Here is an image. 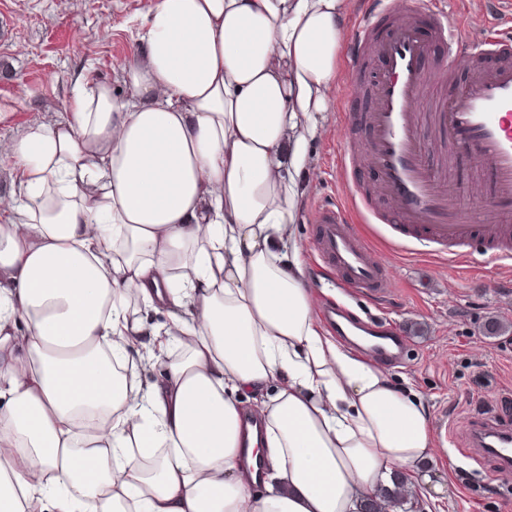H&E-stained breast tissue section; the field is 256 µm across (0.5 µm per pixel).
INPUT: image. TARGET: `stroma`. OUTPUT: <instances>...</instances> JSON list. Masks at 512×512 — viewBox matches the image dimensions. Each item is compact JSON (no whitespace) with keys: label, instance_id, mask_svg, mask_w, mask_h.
<instances>
[{"label":"stroma","instance_id":"obj_1","mask_svg":"<svg viewBox=\"0 0 512 512\" xmlns=\"http://www.w3.org/2000/svg\"><path fill=\"white\" fill-rule=\"evenodd\" d=\"M154 0H0V194L16 173L4 150L24 126L66 117L72 83L85 73L125 95L122 70L135 48L141 18ZM335 112L307 145L308 184L294 226L317 306L344 298L335 271L321 265L310 216L315 204L342 197L331 176L337 151ZM470 215L494 193L489 165L469 159L445 174ZM359 235L378 251L392 276L383 300L358 297L361 308L387 319L406 338L400 363L385 364L391 381L428 407L434 453L420 470L442 486L439 501H411L412 512H512V468L472 445L474 431L512 429V267L482 257L461 266L431 248L412 250L384 224L361 223ZM499 321L498 334L487 332Z\"/></svg>","mask_w":512,"mask_h":512}]
</instances>
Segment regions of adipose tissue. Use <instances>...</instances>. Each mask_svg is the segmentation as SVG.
<instances>
[{"label": "adipose tissue", "instance_id": "1", "mask_svg": "<svg viewBox=\"0 0 512 512\" xmlns=\"http://www.w3.org/2000/svg\"><path fill=\"white\" fill-rule=\"evenodd\" d=\"M349 8L156 0L128 97L77 77L65 120L15 137L0 512H362L401 472L420 491L429 412L326 335L294 239Z\"/></svg>", "mask_w": 512, "mask_h": 512}]
</instances>
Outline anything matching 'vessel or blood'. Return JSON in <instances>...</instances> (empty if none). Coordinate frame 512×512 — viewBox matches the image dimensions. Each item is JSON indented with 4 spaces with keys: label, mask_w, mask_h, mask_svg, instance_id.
Here are the masks:
<instances>
[{
    "label": "vessel or blood",
    "mask_w": 512,
    "mask_h": 512,
    "mask_svg": "<svg viewBox=\"0 0 512 512\" xmlns=\"http://www.w3.org/2000/svg\"><path fill=\"white\" fill-rule=\"evenodd\" d=\"M431 11L434 41L419 34L417 17ZM388 22V38L377 36L380 22ZM346 60L345 100L373 92L374 107L366 120L372 131L369 145L354 139L357 121L342 108V134L333 164L340 179H349L356 167L368 164L378 170L380 183L358 190L342 202H329L318 210L316 248L321 261L344 276L356 294L384 298L390 279L377 251L355 231V223L391 224L412 245L447 247L457 263L473 256V247L500 263L512 264V17H491L480 37L469 25L451 21L444 0H364L350 23ZM444 43L448 62L426 70L435 43ZM383 57L385 71L374 88L359 77L364 59ZM468 64L472 79L466 86L454 82L455 63ZM452 135L451 156L488 163L495 180V200L481 216L480 225L467 215L440 186L434 166L424 159L421 132L427 113ZM324 316L341 340L349 332H366L367 352L395 362L405 338L382 324L376 315H356L346 305L329 306ZM481 443H496L502 463L512 462V431L484 432Z\"/></svg>",
    "instance_id": "obj_1"
}]
</instances>
